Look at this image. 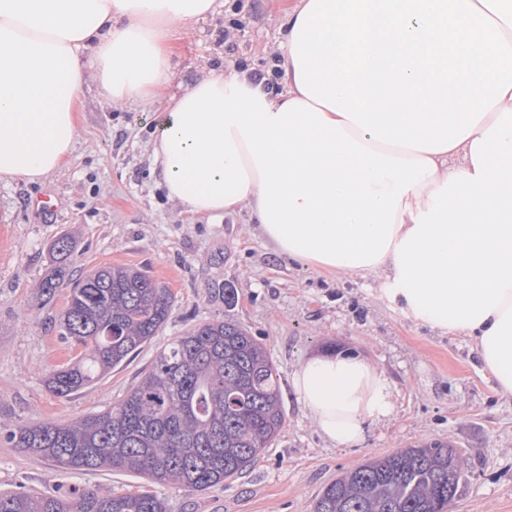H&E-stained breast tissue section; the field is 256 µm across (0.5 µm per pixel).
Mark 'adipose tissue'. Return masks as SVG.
Here are the masks:
<instances>
[{
  "label": "adipose tissue",
  "instance_id": "ef3b65f1",
  "mask_svg": "<svg viewBox=\"0 0 512 512\" xmlns=\"http://www.w3.org/2000/svg\"><path fill=\"white\" fill-rule=\"evenodd\" d=\"M223 0H0V182L59 170L87 85L151 103L177 27ZM273 96L210 70L164 101L151 155L168 198L245 207L275 250L380 274L408 318L470 338L512 395V0H299ZM293 388L320 433L356 444L392 409L383 373L319 355Z\"/></svg>",
  "mask_w": 512,
  "mask_h": 512
}]
</instances>
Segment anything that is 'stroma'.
Instances as JSON below:
<instances>
[{"instance_id":"obj_1","label":"stroma","mask_w":512,"mask_h":512,"mask_svg":"<svg viewBox=\"0 0 512 512\" xmlns=\"http://www.w3.org/2000/svg\"><path fill=\"white\" fill-rule=\"evenodd\" d=\"M297 0H224L208 21L171 41L176 84L208 69L264 77L284 91L281 43ZM161 100L127 106L85 88L69 164L38 181L0 183V431L20 424L71 422L119 403L149 370L159 348L188 327L231 319L265 345L281 378L286 422L256 463L220 486L188 492L112 469L65 473L0 440V494L60 496L148 491L170 512H311L344 471L400 448L433 442L459 448L465 477L450 512H512V396L503 395L472 342L416 324L381 292L383 279L332 273L277 254L248 209L220 219L185 213L161 186L150 142ZM72 244L69 273L127 265L150 274L172 297L168 321L128 362L92 386L62 397L46 382L73 363L78 346L62 338L68 288L43 300L40 283L60 238ZM233 289L234 305L224 303ZM353 352L381 370L393 391L390 415L339 448L318 431L292 379L321 353Z\"/></svg>"}]
</instances>
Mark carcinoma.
<instances>
[{
  "instance_id": "1",
  "label": "carcinoma",
  "mask_w": 512,
  "mask_h": 512,
  "mask_svg": "<svg viewBox=\"0 0 512 512\" xmlns=\"http://www.w3.org/2000/svg\"><path fill=\"white\" fill-rule=\"evenodd\" d=\"M52 251L59 266L41 284L48 299L64 283L70 242L60 239ZM170 310L169 291L140 270L105 267L75 280L60 330L81 351L50 373L48 387L68 396L95 384L150 342ZM284 424L274 361L247 330L224 319L175 337L112 408L70 423L20 425L7 439L64 470H128L200 492L244 474ZM463 477V467L448 469L446 445L403 448L327 484L313 512H447ZM0 512L169 510L146 491L104 496L75 489L62 497L0 495Z\"/></svg>"
}]
</instances>
